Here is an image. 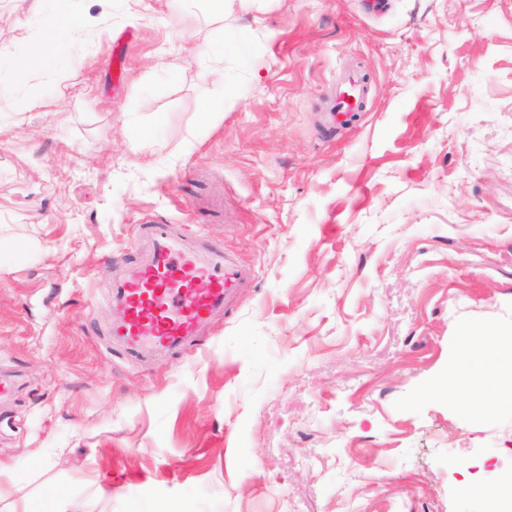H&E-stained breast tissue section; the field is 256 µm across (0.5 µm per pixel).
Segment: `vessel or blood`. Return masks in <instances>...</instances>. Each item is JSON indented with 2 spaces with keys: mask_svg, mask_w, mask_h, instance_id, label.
<instances>
[{
  "mask_svg": "<svg viewBox=\"0 0 512 512\" xmlns=\"http://www.w3.org/2000/svg\"><path fill=\"white\" fill-rule=\"evenodd\" d=\"M365 107L362 75L345 71L326 122L345 126ZM136 238L140 249L117 261L109 282V307L120 314L108 331L110 348L127 359L189 345L253 283L250 269L202 235L179 234L174 225L148 216L138 222Z\"/></svg>",
  "mask_w": 512,
  "mask_h": 512,
  "instance_id": "b4317fda",
  "label": "vessel or blood"
}]
</instances>
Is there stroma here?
I'll return each mask as SVG.
<instances>
[{
  "label": "stroma",
  "instance_id": "1",
  "mask_svg": "<svg viewBox=\"0 0 512 512\" xmlns=\"http://www.w3.org/2000/svg\"><path fill=\"white\" fill-rule=\"evenodd\" d=\"M207 7L0 0V71L41 66L0 81V512H486L460 482L512 472V391L466 350L512 331V0ZM352 64L366 109L328 129ZM147 215L254 286L139 365L89 327Z\"/></svg>",
  "mask_w": 512,
  "mask_h": 512
}]
</instances>
